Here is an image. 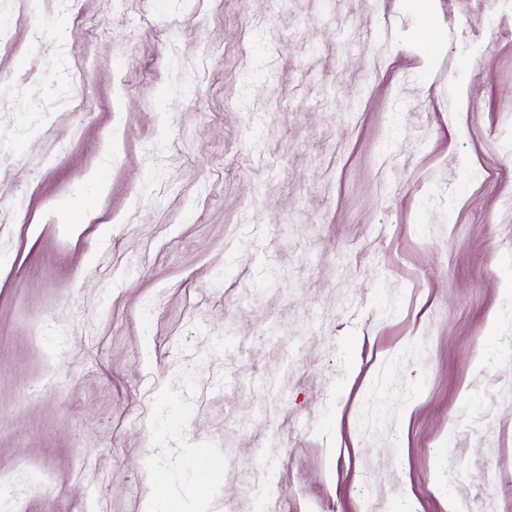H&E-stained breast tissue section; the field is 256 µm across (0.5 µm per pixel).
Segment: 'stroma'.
<instances>
[{"label": "stroma", "mask_w": 512, "mask_h": 512, "mask_svg": "<svg viewBox=\"0 0 512 512\" xmlns=\"http://www.w3.org/2000/svg\"><path fill=\"white\" fill-rule=\"evenodd\" d=\"M0 474L512 512V0H0Z\"/></svg>", "instance_id": "35a3bbf8"}]
</instances>
